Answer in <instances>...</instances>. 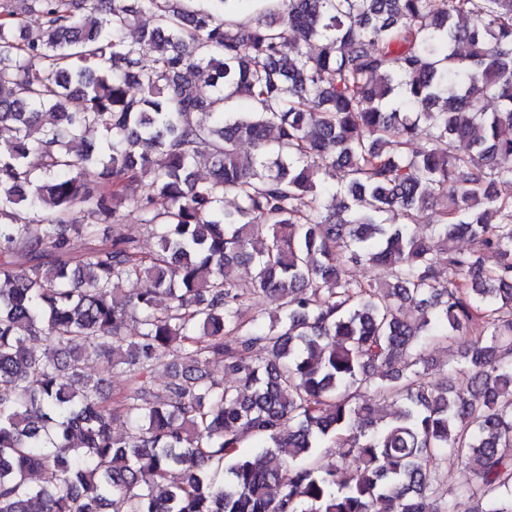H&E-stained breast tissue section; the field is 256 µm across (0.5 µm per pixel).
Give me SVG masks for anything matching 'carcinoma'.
<instances>
[{
	"instance_id": "obj_1",
	"label": "carcinoma",
	"mask_w": 512,
	"mask_h": 512,
	"mask_svg": "<svg viewBox=\"0 0 512 512\" xmlns=\"http://www.w3.org/2000/svg\"><path fill=\"white\" fill-rule=\"evenodd\" d=\"M255 2L0 0V512H512V0ZM112 237H126L136 239L144 251L153 249V241L148 236L143 224H140L139 217L133 213L126 221L119 224H103L101 233ZM85 371L92 379H103V393L114 397L126 388V379L121 374L110 373L104 360L91 358L85 362ZM440 476L448 487V497H454L461 489L471 481V475L461 470L452 455L448 453L447 460L442 464Z\"/></svg>"
}]
</instances>
